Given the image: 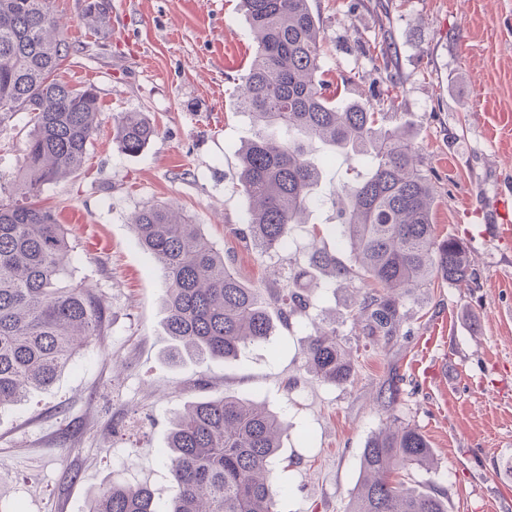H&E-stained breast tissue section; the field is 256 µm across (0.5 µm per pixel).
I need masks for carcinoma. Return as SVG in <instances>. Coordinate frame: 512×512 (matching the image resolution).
Here are the masks:
<instances>
[{
  "instance_id": "carcinoma-1",
  "label": "carcinoma",
  "mask_w": 512,
  "mask_h": 512,
  "mask_svg": "<svg viewBox=\"0 0 512 512\" xmlns=\"http://www.w3.org/2000/svg\"><path fill=\"white\" fill-rule=\"evenodd\" d=\"M242 2L257 51L239 99L255 128L240 153L249 209L239 233L259 251L276 253L291 226L317 203L321 169L308 157V141L317 138L331 152L357 160L364 170L336 193L339 236L357 269L321 249L309 265L327 270L333 282L355 273L368 281L355 313L363 335L397 337L401 293L436 280L473 282L464 243L435 234L434 186L404 132L382 128L377 113L359 101L338 104L326 94L318 79L320 28L309 0ZM110 9L111 0H89L86 25L95 32L106 28ZM75 52L52 0H0V122L26 112L32 125L16 195L0 197V408L49 388L109 320L105 301L73 278L64 225L36 202L46 186L82 166L97 131L96 90L55 78ZM156 135L144 113L125 112L112 141L135 155ZM132 226L162 271L172 360L235 358L272 336L268 300L238 279L200 225L171 207L151 205L135 212ZM311 284L307 269L293 273L282 315L306 308ZM306 363L323 382L351 381L350 350L334 330L312 337ZM282 433L279 416L248 396L196 401L174 415L167 446L158 451L172 477L168 503L159 505L146 485L114 483L90 512H275L270 477ZM432 459L425 436L390 417L363 449L348 512H447L439 495L391 479L398 469L425 468Z\"/></svg>"
}]
</instances>
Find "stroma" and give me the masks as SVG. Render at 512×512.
Instances as JSON below:
<instances>
[{
  "mask_svg": "<svg viewBox=\"0 0 512 512\" xmlns=\"http://www.w3.org/2000/svg\"><path fill=\"white\" fill-rule=\"evenodd\" d=\"M52 3L64 35L82 46L58 77L93 83L101 110L83 166L40 202L68 229L76 279L111 316L53 386L0 408V512H87L114 482L167 500L171 475L158 450L171 419L225 393L264 401L288 423L273 469L277 512H347L362 450L390 414L433 451L429 469L401 472L406 486L440 491L448 512H512V248L498 242L499 225H512V0H310L323 79L414 143L436 191L435 233L464 241L472 287L416 289L403 300L401 336L371 343L352 316L362 282L321 279L306 312L277 322L268 340L203 365L167 359L163 279L131 215L179 208L241 280L272 297L314 249L350 263L335 234L349 164L314 144L319 203L292 226L287 249L261 254L237 233L248 209L240 150L253 136L238 95L257 48L241 0H112L105 35L83 26V0ZM379 46L392 80L377 78ZM123 112L158 127L141 154L112 141ZM28 120L18 112L0 123V182L23 164ZM319 327L349 339L350 384L308 371ZM394 385L398 399L384 408L380 396Z\"/></svg>",
  "mask_w": 512,
  "mask_h": 512,
  "instance_id": "1",
  "label": "stroma"
}]
</instances>
